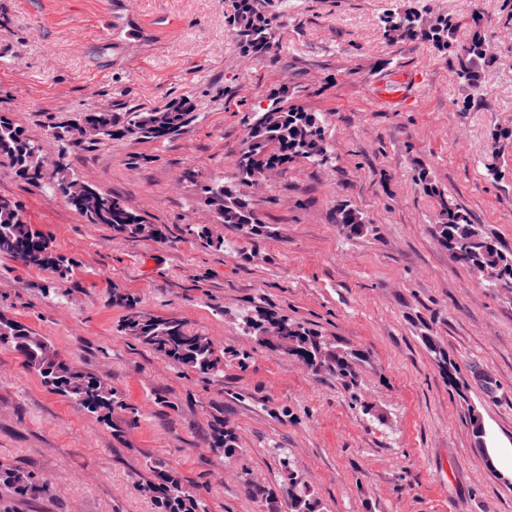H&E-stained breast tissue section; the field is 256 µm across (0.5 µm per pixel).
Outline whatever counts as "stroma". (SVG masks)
<instances>
[{"label":"stroma","instance_id":"stroma-1","mask_svg":"<svg viewBox=\"0 0 512 512\" xmlns=\"http://www.w3.org/2000/svg\"><path fill=\"white\" fill-rule=\"evenodd\" d=\"M414 3L455 18V51L387 40L381 19L397 0H292L259 59L227 26L231 0H0V113L49 152H62L54 128L82 112L185 99L196 115L173 135L65 154L159 239L113 236L0 166V196L71 261L59 275L0 257V311L131 406L103 425L0 344V463L47 486L24 501L0 490L11 512H158L146 489L156 461L208 512H288L295 483L318 512H512V295L451 262L436 233L446 199L512 253V0ZM478 30L493 61L472 88L455 75L456 50ZM403 70L421 79L414 103L379 104L375 84ZM274 95L323 114L333 158L294 159L255 186L268 233L250 238L215 223L200 186L234 175L247 125ZM341 204L368 233L339 232ZM258 306L359 353V402L245 333ZM133 310L207 336L223 373L183 369L125 334ZM427 335L459 364L466 397ZM217 416L233 456L210 447ZM251 482L273 499L251 496ZM423 341L427 348L436 356L438 365L444 370V375L448 379L449 386L459 397H463L468 382L462 376L460 367L448 358L440 345L434 342L432 336H424Z\"/></svg>","mask_w":512,"mask_h":512}]
</instances>
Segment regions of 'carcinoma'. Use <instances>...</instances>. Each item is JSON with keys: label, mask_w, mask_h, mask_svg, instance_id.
<instances>
[{"label": "carcinoma", "mask_w": 512, "mask_h": 512, "mask_svg": "<svg viewBox=\"0 0 512 512\" xmlns=\"http://www.w3.org/2000/svg\"><path fill=\"white\" fill-rule=\"evenodd\" d=\"M288 0H232V35L243 54L250 57L267 56L276 40L280 9ZM384 32L390 39H420L431 43L438 51L454 49L456 23L448 16L428 18L415 7L388 12L382 19ZM491 63L486 51V38L475 34L462 49L457 77L468 85L481 82L485 67ZM192 107L183 100L151 112L130 109L126 112H88L86 116L99 129L102 140H112L127 134L143 139L159 138L180 131L189 122ZM0 158L5 159L15 176L39 189L53 188L69 196L79 179L68 174L64 155L50 163L46 146L29 137L7 113H0ZM295 158L323 164L331 158L323 116L298 105L286 106L275 96L268 107L255 113L246 135V148L236 162V172L227 181L200 186L205 203L212 208L216 222L228 224L251 236L268 234L260 219L256 203L247 192L252 171L270 164L284 165ZM92 196L77 200L71 206L89 224H101L116 236L134 237L146 228L145 218L130 210L118 198L90 187ZM336 224L346 237L354 239L368 232L369 225L361 212L347 206L336 209ZM439 237L448 250L449 259L473 268L490 266L498 279L490 287L512 294V253H505L497 241L483 235L471 224L468 215L451 202L442 203ZM0 256L24 266L51 269L65 273L66 259L52 249L51 241L23 215L13 200L0 197ZM112 302L124 305L132 312L122 325L125 333L174 364L202 375L223 370V362L213 342L189 330L176 317L145 315L133 310V304L121 294L112 295ZM277 321L287 332L288 348L284 352L307 358L314 370L325 369L349 389L357 385L356 356L334 345L304 324L264 307H256L244 319L247 332L262 344L266 343L267 326ZM427 348L441 364L448 385L458 396L464 395L467 379L460 367L435 343L423 337ZM0 343L12 346L24 358L27 369L36 373L51 391L66 397L82 412L94 415L100 422L112 426V415L119 410H133L123 396L100 379L87 374L67 360L50 357L53 348L49 341L35 334L20 322L0 313ZM211 448L224 455L235 453V436L224 428V421L214 418ZM154 486L159 512H207L206 501L191 494L173 468L164 462L153 466ZM0 487L15 500L37 494L40 486L33 474L16 466L0 465ZM291 512H317V503L306 492H288Z\"/></svg>", "instance_id": "obj_1"}]
</instances>
